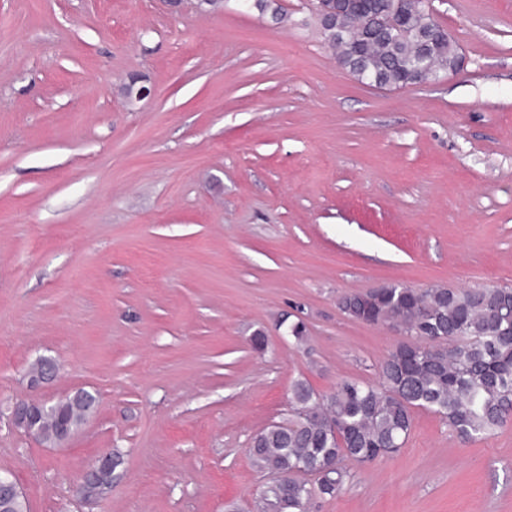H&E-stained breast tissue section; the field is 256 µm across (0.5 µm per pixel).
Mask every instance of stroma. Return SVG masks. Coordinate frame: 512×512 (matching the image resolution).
Wrapping results in <instances>:
<instances>
[{
  "instance_id": "35a3bbf8",
  "label": "stroma",
  "mask_w": 512,
  "mask_h": 512,
  "mask_svg": "<svg viewBox=\"0 0 512 512\" xmlns=\"http://www.w3.org/2000/svg\"><path fill=\"white\" fill-rule=\"evenodd\" d=\"M279 2L277 24L246 0H0V471L29 512H253L249 443L293 383L376 380L400 341L345 296L512 286V0H432L464 67L397 90ZM76 388L98 405L64 447L10 425ZM345 467L308 512H512V422L465 442L418 410L398 453ZM57 374V364L52 358L41 357L33 373H28V381L31 387H39L52 381ZM112 485V452L103 453L95 468L88 471L79 489L81 498L87 502L102 498Z\"/></svg>"
}]
</instances>
